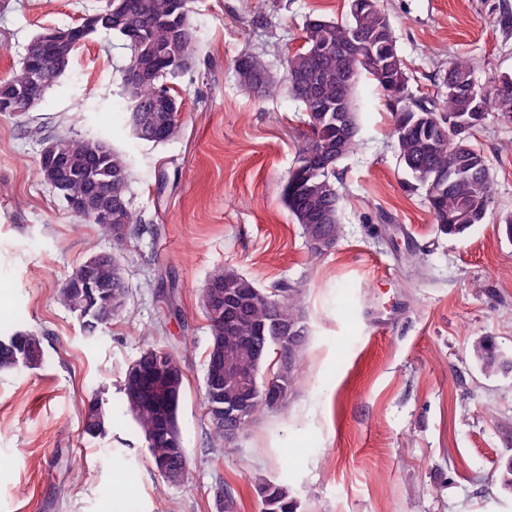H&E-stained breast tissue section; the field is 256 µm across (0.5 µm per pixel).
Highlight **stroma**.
Segmentation results:
<instances>
[{
	"mask_svg": "<svg viewBox=\"0 0 512 512\" xmlns=\"http://www.w3.org/2000/svg\"><path fill=\"white\" fill-rule=\"evenodd\" d=\"M105 0H0V78L31 37L79 22ZM418 96L469 61L480 86L512 76V0H379ZM194 59L172 79L181 134L137 140L119 68L101 31L26 115L0 114V330L44 338L40 368L0 371V512H215L217 482L236 512H259L258 478L286 480L296 512H512L500 482L512 458V113L477 132L491 167L490 216L463 238L434 224L397 158L388 102L371 76L354 90L360 147L337 167L341 234L312 255L281 199L304 116L283 59L308 16L348 20V0H189ZM264 52L273 84L257 96L233 67ZM102 138L130 165L138 222L120 255L126 312L85 338L56 292L87 257L111 249L76 225L36 173L50 136ZM230 266L258 287L302 295L304 375L277 411L210 445L202 397L211 332L201 296ZM495 343L501 367L475 355ZM173 347L185 373L178 426L187 477L166 485L123 412L120 385L146 346ZM111 422L84 433L92 396ZM298 452L286 466L288 449Z\"/></svg>",
	"mask_w": 512,
	"mask_h": 512,
	"instance_id": "obj_1",
	"label": "stroma"
}]
</instances>
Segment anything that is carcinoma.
Here are the masks:
<instances>
[{
    "instance_id": "carcinoma-1",
    "label": "carcinoma",
    "mask_w": 512,
    "mask_h": 512,
    "mask_svg": "<svg viewBox=\"0 0 512 512\" xmlns=\"http://www.w3.org/2000/svg\"><path fill=\"white\" fill-rule=\"evenodd\" d=\"M188 0H112L93 12L96 28L111 32L123 41L129 52L120 69L122 87L130 110L141 109L140 122L131 124L134 136L159 144L174 139L179 131L180 103L172 94L168 78L188 69L192 63L197 30L189 19ZM142 38L135 45L130 30ZM304 44L286 60V77L294 99L303 107L310 129L289 172L283 202L300 224L313 249L332 247L339 234L340 193L336 187V167L359 146V125L353 93L365 73L388 92L394 130L397 136L399 164L426 193L433 223L449 235H462L482 224L491 203L492 176L488 160L474 142V134L461 138L451 134L448 123L471 118L476 103L488 113L487 99L495 97L494 110L512 112V77L503 76L498 85L481 89L474 85L471 66L454 62L439 76L444 87L437 100L409 96L398 99L393 91L405 92L409 77L404 60L385 13L377 0H350V19L346 22L324 16L307 19ZM77 37L60 35L52 45L54 61L32 79L29 61L44 55L47 43L43 33L33 36L9 83L0 84V97L33 96L43 100L47 91L65 73L76 49ZM238 82L251 91L258 81L263 90L271 86L266 59L259 52L242 55L235 63ZM63 157L60 166L37 163V174L47 184L64 190L87 193L90 209L74 218L94 224L92 208L105 202H118L121 208L117 224H100L98 229L112 240V252L87 258L91 264L90 285L82 282L84 265H79L57 291L58 303L74 314L84 336L95 337L98 330L112 324L127 308L125 285L119 255L125 248L130 228L137 223L129 205L131 176L126 158L104 140L67 134L53 136ZM203 307L211 333L220 337L224 378L215 391L205 390L204 409L212 439L218 447L228 441L224 434V407L242 406L237 433L244 422L278 409L295 385L299 372L297 356L309 331L301 315L299 293L281 288L273 294L258 287L236 269L222 266L210 276L203 290ZM301 336L300 342L277 347L276 336ZM281 349L273 377L262 376L269 354ZM164 353L170 373L185 377L174 352L164 346L150 345L141 355ZM44 337L35 332H0V371L19 366L36 368L44 362ZM280 389V397L265 394L266 383ZM125 413L144 438L153 466L166 463L171 474L163 476L169 485L186 472L181 440L161 434L163 419L169 417L178 426L179 405L163 415L151 390L126 369L122 383ZM95 410L86 413L84 432L97 436L106 432L108 416L99 397L92 401ZM260 512H296L289 496L288 483L256 479Z\"/></svg>"
}]
</instances>
